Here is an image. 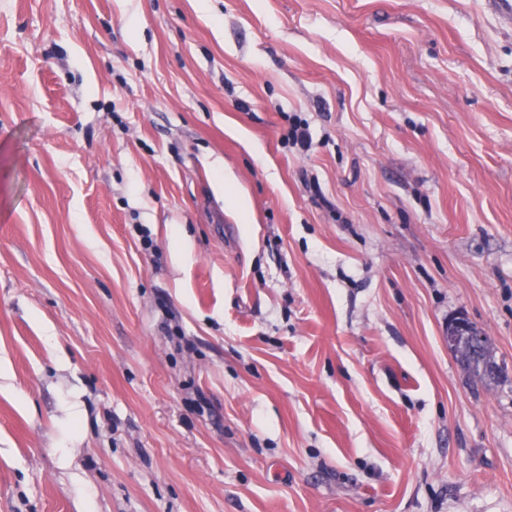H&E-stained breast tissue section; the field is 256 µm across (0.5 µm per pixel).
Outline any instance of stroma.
Instances as JSON below:
<instances>
[{"label": "stroma", "mask_w": 512, "mask_h": 512, "mask_svg": "<svg viewBox=\"0 0 512 512\" xmlns=\"http://www.w3.org/2000/svg\"><path fill=\"white\" fill-rule=\"evenodd\" d=\"M0 512H512V0H0ZM460 341L474 344L481 341L470 346L459 344L450 350L460 366L486 385L497 382L501 368L496 362L490 338H484V333L478 327L461 316L448 320V349L455 347Z\"/></svg>", "instance_id": "35a3bbf8"}]
</instances>
